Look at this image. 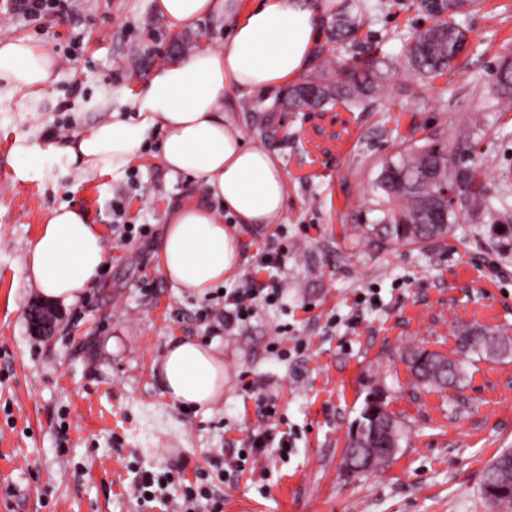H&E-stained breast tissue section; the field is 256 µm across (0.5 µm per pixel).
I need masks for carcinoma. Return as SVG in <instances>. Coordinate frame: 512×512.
Wrapping results in <instances>:
<instances>
[{
  "mask_svg": "<svg viewBox=\"0 0 512 512\" xmlns=\"http://www.w3.org/2000/svg\"><path fill=\"white\" fill-rule=\"evenodd\" d=\"M446 9L448 5L444 4L435 10L433 24L419 32L408 46L407 64L426 79L443 75L457 60L455 40L463 27L453 16L443 15ZM332 30L334 42L353 41L357 31L355 19L339 18ZM357 54L365 58L340 67L339 76L332 79L321 71L293 86L288 92V106L309 110L327 106L348 108L374 97L383 79L381 61L362 45ZM494 99L498 111L512 112L511 62L501 65ZM421 141L420 145L402 142L393 154L380 161L375 183L377 197L358 212L359 222L365 224L362 231L381 240L424 246L447 236L450 225L462 216H487L493 224L500 221V215L508 208L492 206L491 191L479 177L478 169L464 159V154L471 152L473 131L464 127L449 137L445 131L433 129ZM445 182L458 188V198L456 203L448 204V223L435 224L432 214ZM511 345L505 337L472 325L459 330L456 352L494 357L506 354ZM404 362L412 375L414 395L453 389L460 393L457 406L465 404L462 393L466 373L461 362L426 349L410 352ZM358 420L365 424L367 434L357 442V447L363 455L371 457V465L384 466L389 458L381 454V448H397L400 444L397 420L384 403L374 407L364 404ZM494 463L495 468L484 473L482 493L486 496L490 489H496L495 508L498 512H512V449L500 453Z\"/></svg>",
  "mask_w": 512,
  "mask_h": 512,
  "instance_id": "obj_1",
  "label": "carcinoma"
}]
</instances>
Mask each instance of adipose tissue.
<instances>
[{
	"label": "adipose tissue",
	"instance_id": "ef3b65f1",
	"mask_svg": "<svg viewBox=\"0 0 512 512\" xmlns=\"http://www.w3.org/2000/svg\"><path fill=\"white\" fill-rule=\"evenodd\" d=\"M172 29L208 18L232 17L222 47L203 46L156 66L129 98L128 110L65 139L16 141L13 179H37L45 161L63 158L82 172L123 175L153 137L161 139L162 165L171 174L197 178L211 205L171 211L158 245L161 271L173 287L205 294L223 283L239 262L232 214L240 224L278 223L286 205V176L277 159L244 143L224 110V92L272 89L307 69L319 40L315 0H152ZM53 56L27 38L0 43V81L40 92L54 83ZM107 259L97 225L77 207L50 211L27 252V284L63 307L79 302L96 284ZM157 374L173 402L210 410L224 393V358L216 345L172 339Z\"/></svg>",
	"mask_w": 512,
	"mask_h": 512
}]
</instances>
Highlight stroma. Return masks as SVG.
Wrapping results in <instances>:
<instances>
[{"label": "stroma", "mask_w": 512, "mask_h": 512, "mask_svg": "<svg viewBox=\"0 0 512 512\" xmlns=\"http://www.w3.org/2000/svg\"><path fill=\"white\" fill-rule=\"evenodd\" d=\"M369 2L360 34L380 50L375 98L298 112L282 107L284 86L227 89L225 111L246 144L275 155L287 200L279 223L236 225L237 269L199 296L173 287L156 257L167 212L206 200L198 179L162 166L159 140L116 180L60 159L20 184L10 150L60 124L76 134L110 120L157 64L223 44L231 19L176 31L151 0H78L74 14L33 24L0 0V41L31 38L57 61L41 93L0 81V512H166L128 496L136 471L170 470L189 485L218 462L223 512H491L481 486L490 460L512 448V352L466 365L464 409L449 391L414 397L401 356L453 355L465 325L512 337V230L464 217L438 243L402 246L365 236L354 212L400 137L472 119L474 164L492 190L512 187V112L493 111L490 94L512 58V0H459L454 18L470 50L425 83L406 52L434 21L427 0ZM266 116L271 137L260 129ZM63 204L99 227L107 268L52 335L37 336L27 310L40 295L22 264ZM269 244L286 256L257 268ZM247 274L263 288L281 285L282 300L217 333L223 292ZM172 338L223 350L224 397L211 412L165 396L155 368ZM376 388L402 439L387 465L352 473L349 431ZM261 397L273 401L274 420L259 414ZM273 425L287 432V449L270 441L256 470H239L249 436Z\"/></svg>", "instance_id": "stroma-1"}]
</instances>
